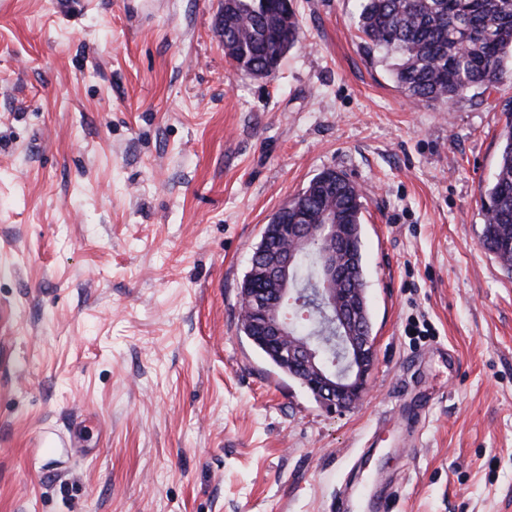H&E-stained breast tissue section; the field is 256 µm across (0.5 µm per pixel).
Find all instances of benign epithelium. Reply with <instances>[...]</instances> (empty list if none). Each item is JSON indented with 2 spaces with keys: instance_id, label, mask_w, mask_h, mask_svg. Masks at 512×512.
Instances as JSON below:
<instances>
[{
  "instance_id": "obj_1",
  "label": "benign epithelium",
  "mask_w": 512,
  "mask_h": 512,
  "mask_svg": "<svg viewBox=\"0 0 512 512\" xmlns=\"http://www.w3.org/2000/svg\"><path fill=\"white\" fill-rule=\"evenodd\" d=\"M289 209L288 204L281 207L264 227L241 295V319L246 321L244 330L251 343L272 356L283 373H288V365L301 364L306 375L300 377V385L325 411H345L363 398L375 361L374 338L355 339L346 310L336 304L341 291L339 285L345 278L344 271L336 264V238H345L348 226L336 223L334 212L312 211L298 213L303 223L290 224ZM316 235L321 238L319 274L313 288L318 304L319 334L331 336L341 356V362L331 366L319 359L310 338L294 333L282 314L284 303L299 291L294 278L296 254L310 249ZM272 238L284 239L288 252L269 270L261 258L266 255Z\"/></svg>"
}]
</instances>
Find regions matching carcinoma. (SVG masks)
<instances>
[{
    "mask_svg": "<svg viewBox=\"0 0 512 512\" xmlns=\"http://www.w3.org/2000/svg\"><path fill=\"white\" fill-rule=\"evenodd\" d=\"M358 31L368 53L392 59V75L417 103L451 109L467 94L484 95L507 73L512 59V0H358ZM299 39L295 12L278 0H229L224 45L238 68L268 77ZM482 246L512 274V111L506 113L495 176L481 194ZM349 225L354 244L362 239L359 188L336 173L334 195L322 202ZM316 251L299 262L300 289L312 287ZM347 287L366 292L363 250Z\"/></svg>",
    "mask_w": 512,
    "mask_h": 512,
    "instance_id": "1",
    "label": "carcinoma"
}]
</instances>
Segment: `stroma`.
<instances>
[{"mask_svg": "<svg viewBox=\"0 0 512 512\" xmlns=\"http://www.w3.org/2000/svg\"><path fill=\"white\" fill-rule=\"evenodd\" d=\"M292 7L258 78L221 0H0V512H330L372 438L391 512H512V275L480 243L512 75L413 103L355 0ZM326 169L362 194L376 341L336 414L238 321L265 224Z\"/></svg>", "mask_w": 512, "mask_h": 512, "instance_id": "obj_1", "label": "stroma"}]
</instances>
